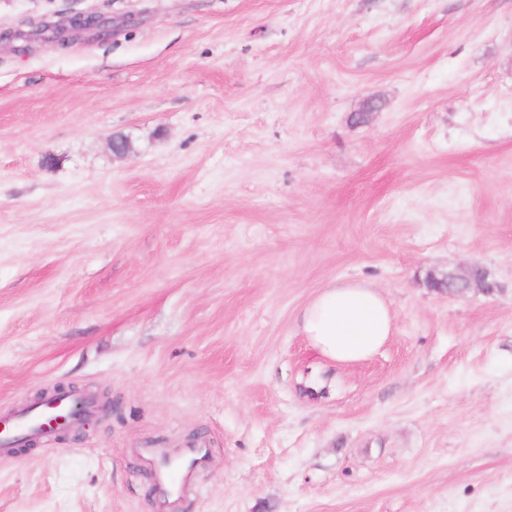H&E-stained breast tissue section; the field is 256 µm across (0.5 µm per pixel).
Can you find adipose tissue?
I'll return each instance as SVG.
<instances>
[{
    "label": "adipose tissue",
    "mask_w": 512,
    "mask_h": 512,
    "mask_svg": "<svg viewBox=\"0 0 512 512\" xmlns=\"http://www.w3.org/2000/svg\"><path fill=\"white\" fill-rule=\"evenodd\" d=\"M393 314L376 288L358 281L332 283L302 310L299 329L320 356L352 363L373 356L389 339Z\"/></svg>",
    "instance_id": "adipose-tissue-1"
}]
</instances>
